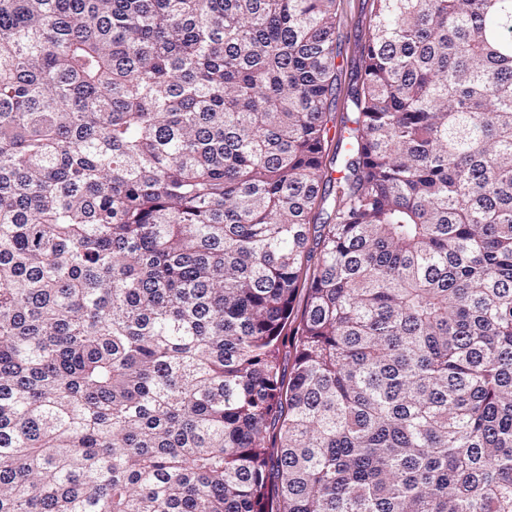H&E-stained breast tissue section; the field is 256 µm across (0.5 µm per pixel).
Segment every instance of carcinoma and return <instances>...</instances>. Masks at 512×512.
Wrapping results in <instances>:
<instances>
[{"label":"carcinoma","instance_id":"obj_1","mask_svg":"<svg viewBox=\"0 0 512 512\" xmlns=\"http://www.w3.org/2000/svg\"><path fill=\"white\" fill-rule=\"evenodd\" d=\"M373 3L333 141L339 0H0V512H512V0Z\"/></svg>","mask_w":512,"mask_h":512}]
</instances>
